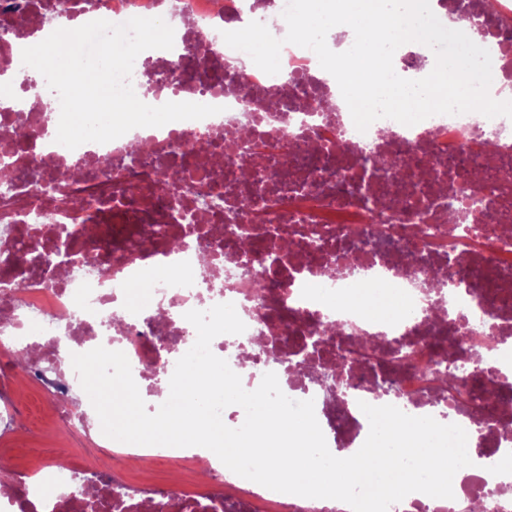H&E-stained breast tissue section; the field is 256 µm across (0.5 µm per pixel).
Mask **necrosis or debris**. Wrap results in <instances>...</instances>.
Wrapping results in <instances>:
<instances>
[{"instance_id": "4bbe7bcc", "label": "necrosis or debris", "mask_w": 512, "mask_h": 512, "mask_svg": "<svg viewBox=\"0 0 512 512\" xmlns=\"http://www.w3.org/2000/svg\"><path fill=\"white\" fill-rule=\"evenodd\" d=\"M436 16L456 23L486 48L492 86L512 89V50L499 19L512 0H430ZM283 0H0V52L17 57L39 43L47 21L83 25L104 19L162 18L173 28L172 49L137 56L131 83L144 103L192 102L219 107L200 120L139 127L105 144L59 147L30 136L48 119L29 88L30 67L0 81V165L21 181L0 196V356L25 359L22 375L59 420L69 447L95 449L97 493L127 485L131 459L158 458L202 470L203 480L177 481L119 502L58 495L54 512H155L176 502L195 512H344L340 501L273 496L196 448L110 442L98 444L95 421L79 396L72 356L102 346L124 352L141 389L171 378L197 333L186 312L233 303L246 329L234 340L217 336L212 352L226 358L246 390L275 373L283 393L313 400L333 430L368 432L360 402L391 404L473 433L468 470L457 472L454 496L407 495L389 512H512V119L478 112L434 115L406 126L389 118L359 132L342 95L332 90L316 54L284 45L288 83L259 69L245 52L229 64L222 34L252 21L276 38ZM244 127L252 138L288 135L296 155L262 159L246 186L236 178L241 150L224 139ZM404 172L389 207L381 190L390 174L377 156ZM479 171L477 198L455 190L450 167ZM79 179L55 183L64 167ZM183 178H169L173 168ZM475 209L468 229L447 221L449 206ZM262 223L241 222L243 211ZM385 226L384 241L373 233ZM262 240L277 254L275 279L258 285L243 274L242 237ZM73 247L91 264L48 273L46 258ZM469 259L473 287L431 291L428 269L448 270ZM149 287H140L145 273ZM394 288L400 310L375 315L371 291ZM466 340L445 345L459 323ZM376 340L375 350L360 339ZM341 362V383L322 373ZM499 371L496 405L479 414L472 375Z\"/></svg>"}]
</instances>
